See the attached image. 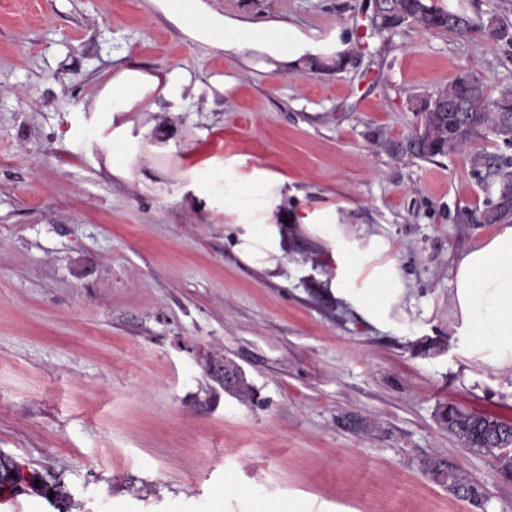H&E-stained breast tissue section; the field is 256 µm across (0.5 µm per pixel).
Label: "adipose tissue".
<instances>
[{"instance_id":"adipose-tissue-1","label":"adipose tissue","mask_w":512,"mask_h":512,"mask_svg":"<svg viewBox=\"0 0 512 512\" xmlns=\"http://www.w3.org/2000/svg\"><path fill=\"white\" fill-rule=\"evenodd\" d=\"M190 43L237 60L249 72L284 73L313 60H331L349 42L306 34L277 15L253 18L230 15L216 0H145ZM200 82L178 68H146L134 61L113 65L111 75L97 85L85 109L112 136L109 168L115 180L142 178L145 162L171 154L167 115L182 103L198 100ZM206 159L178 171L173 185L178 201L198 207L212 204ZM286 177L265 168L239 179L225 178L223 212L236 213L225 225L238 260L288 284L307 274L312 258L288 260L290 234L302 230L328 249L329 265L318 279L325 293L342 301L361 319L377 327L391 323L401 311L405 292L401 271L387 241L364 235L341 223L335 206L290 212ZM452 301L474 350L499 369L512 367V225L495 228L464 253L453 271Z\"/></svg>"}]
</instances>
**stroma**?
<instances>
[{"label":"stroma","instance_id":"stroma-1","mask_svg":"<svg viewBox=\"0 0 512 512\" xmlns=\"http://www.w3.org/2000/svg\"><path fill=\"white\" fill-rule=\"evenodd\" d=\"M367 0H219L354 44L341 73L249 74L190 44L145 0H0V459L11 512H472L425 476L448 460L512 512L494 455L437 421L454 404L512 423V368L478 360L452 270L491 232L468 154L404 152L415 98L472 70L512 86V46L477 32L378 34ZM201 83L172 116L175 163L232 160L288 177L292 211L335 205L386 238L405 282L383 328L241 264L224 213L112 178L109 132L79 108L113 63ZM230 77V95L212 79ZM444 339V347L424 345ZM235 361L254 403L224 391ZM358 414L374 430L357 434ZM62 497H52L53 487Z\"/></svg>","mask_w":512,"mask_h":512}]
</instances>
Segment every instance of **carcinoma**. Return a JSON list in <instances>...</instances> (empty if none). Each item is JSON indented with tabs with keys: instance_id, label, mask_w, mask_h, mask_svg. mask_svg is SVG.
Instances as JSON below:
<instances>
[{
	"instance_id": "carcinoma-1",
	"label": "carcinoma",
	"mask_w": 512,
	"mask_h": 512,
	"mask_svg": "<svg viewBox=\"0 0 512 512\" xmlns=\"http://www.w3.org/2000/svg\"><path fill=\"white\" fill-rule=\"evenodd\" d=\"M387 15L381 18V30L392 31L405 23L432 34L452 32L458 35L472 29L478 18L466 13L444 10L428 0H384ZM490 39L512 46V27L491 20ZM352 61V52L336 54L332 65L319 64L315 71L341 72ZM415 111L422 116L423 127L409 141L414 155L431 159L449 152H464L476 139L487 134L512 146V87H506L492 96L482 80L472 71L457 75L448 84L414 102ZM470 162L478 175L487 199L482 209L464 207L458 212L462 224H508L512 222V156L506 154L475 153ZM500 192L494 201L489 189ZM224 389L234 393L242 402L254 398L253 386L237 366L224 362ZM439 423L448 433L472 450L493 453L501 451L503 475L512 479V456L506 453L512 442L499 436L511 431L512 425L485 414H471L449 406L440 414ZM422 471L436 481L448 483V490L458 497L471 493L482 497L480 488L463 477L447 460L429 457L422 461Z\"/></svg>"
}]
</instances>
